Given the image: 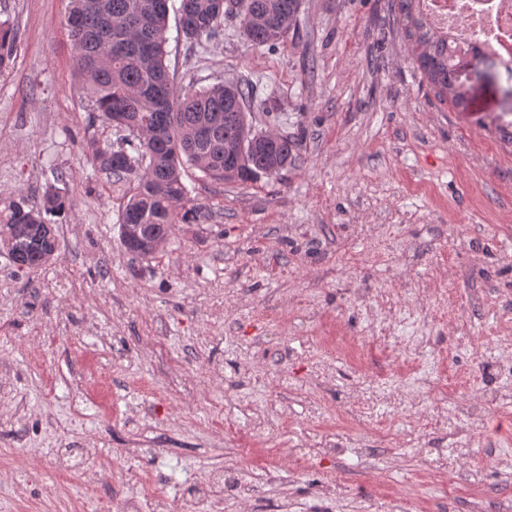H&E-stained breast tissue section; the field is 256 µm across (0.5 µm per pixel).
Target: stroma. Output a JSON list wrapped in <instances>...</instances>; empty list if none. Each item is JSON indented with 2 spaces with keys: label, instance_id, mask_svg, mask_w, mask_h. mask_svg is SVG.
Wrapping results in <instances>:
<instances>
[{
  "label": "stroma",
  "instance_id": "obj_1",
  "mask_svg": "<svg viewBox=\"0 0 512 512\" xmlns=\"http://www.w3.org/2000/svg\"><path fill=\"white\" fill-rule=\"evenodd\" d=\"M69 0H0L19 39L0 73V197L64 180L51 265L0 252V512H155L228 470L253 487L207 512H512V144L409 58L394 0H302L283 43L230 17L176 87H248L253 124L293 139L272 177L184 181L206 216L134 260L83 152L111 135L72 61ZM72 449L78 473L57 470ZM111 483L95 475L106 459Z\"/></svg>",
  "mask_w": 512,
  "mask_h": 512
}]
</instances>
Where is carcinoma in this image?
Masks as SVG:
<instances>
[{
    "label": "carcinoma",
    "instance_id": "carcinoma-1",
    "mask_svg": "<svg viewBox=\"0 0 512 512\" xmlns=\"http://www.w3.org/2000/svg\"><path fill=\"white\" fill-rule=\"evenodd\" d=\"M423 0H396L417 70L458 112L471 111L467 71L491 62L471 49L450 64L448 37L430 31ZM300 0H70L65 26L72 60L94 98L97 118L115 139L91 140L88 160L109 178L137 185L119 207L120 240L140 259L167 247L177 224H193L201 207L183 182L192 167L216 183L248 182L288 167L295 143L259 138L247 112L249 90L218 84L177 90L166 64L168 20L192 45L216 38L224 18L239 19L246 41L272 47L288 38ZM18 29L0 20V72L16 52ZM72 207L65 188L51 186L34 203L19 192L0 198V251L21 270L47 265L58 250L48 216Z\"/></svg>",
    "mask_w": 512,
    "mask_h": 512
}]
</instances>
